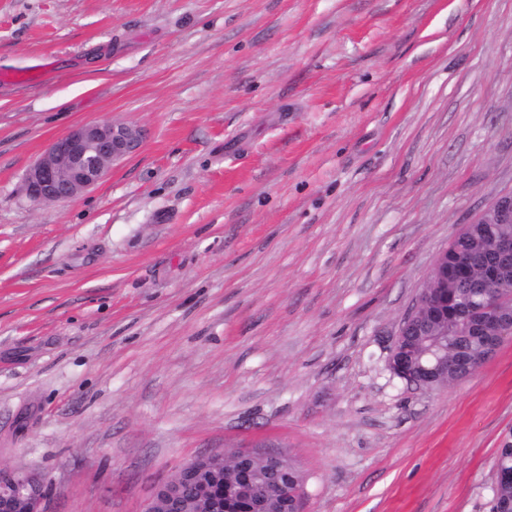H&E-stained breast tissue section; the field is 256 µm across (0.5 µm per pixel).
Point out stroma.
I'll use <instances>...</instances> for the list:
<instances>
[{
	"mask_svg": "<svg viewBox=\"0 0 512 512\" xmlns=\"http://www.w3.org/2000/svg\"><path fill=\"white\" fill-rule=\"evenodd\" d=\"M0 464L43 512H142L221 449L289 455L302 512H490L512 337L386 368L435 256L512 190V0H0ZM144 129L96 187L27 170ZM144 138L138 126L112 120L76 127L52 140L31 166L25 195L38 205L72 199L95 187Z\"/></svg>",
	"mask_w": 512,
	"mask_h": 512,
	"instance_id": "stroma-1",
	"label": "stroma"
}]
</instances>
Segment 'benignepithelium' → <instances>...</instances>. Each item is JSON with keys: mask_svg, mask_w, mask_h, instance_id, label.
Wrapping results in <instances>:
<instances>
[{"mask_svg": "<svg viewBox=\"0 0 512 512\" xmlns=\"http://www.w3.org/2000/svg\"><path fill=\"white\" fill-rule=\"evenodd\" d=\"M145 132L134 125L105 121L76 127L55 138L28 170L24 191L34 204L66 201L95 187L126 156L142 144ZM512 222V193L490 202L473 220L475 224ZM493 262L481 274L469 280V287L480 293L490 288H504V277L512 268V233H497L486 245ZM465 254L448 260V250L435 258L426 282L411 306L400 318L387 357L389 372L417 389H432L448 384V374L459 359L448 360L444 336L448 325L438 333L429 327L436 323L434 308L438 301L455 303L458 276L469 273ZM475 336H491L483 347L479 369L492 358L503 339L512 333V307L495 306L484 310L480 319L466 326ZM235 465L238 489L248 500L246 512H275L288 505L282 495L288 484V471L294 466L288 457L276 451L236 449L230 453L215 451L182 464L166 481L158 484L144 505L143 512H182L180 496L185 484H197L211 476L216 459ZM45 484L37 474L0 466V512H41Z\"/></svg>", "mask_w": 512, "mask_h": 512, "instance_id": "1", "label": "benign epithelium"}]
</instances>
